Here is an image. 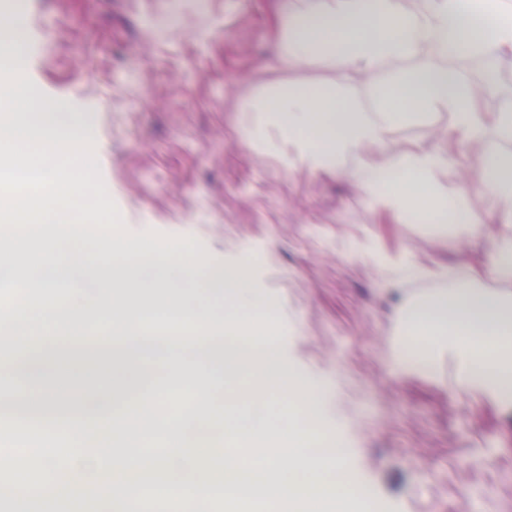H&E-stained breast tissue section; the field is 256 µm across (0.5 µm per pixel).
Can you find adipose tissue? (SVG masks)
Here are the masks:
<instances>
[{"label": "adipose tissue", "instance_id": "adipose-tissue-1", "mask_svg": "<svg viewBox=\"0 0 512 512\" xmlns=\"http://www.w3.org/2000/svg\"><path fill=\"white\" fill-rule=\"evenodd\" d=\"M290 17L288 39L278 61L320 59L336 68L369 73L383 57L407 54L414 43H428L439 56L475 48L512 49V0H422L418 14L408 15L404 0H300ZM374 105L359 108L348 89L312 85L285 88L254 101L252 111L270 112L290 138L299 141L307 161L321 165L340 153L385 142L387 126L424 120L443 109L472 139L488 131L512 139V104L485 124L477 100L446 67L430 63L391 77L372 89ZM441 157L395 153L384 170L359 177L363 190L378 203L396 202L434 221L453 214L457 223L474 218L460 199L439 193L433 184ZM471 192L512 199V154L486 150ZM406 348L423 367L434 361L436 345L455 342L471 384L512 407V304L462 281L451 288L416 296L403 316Z\"/></svg>", "mask_w": 512, "mask_h": 512}]
</instances>
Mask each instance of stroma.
Wrapping results in <instances>:
<instances>
[{"label":"stroma","mask_w":512,"mask_h":512,"mask_svg":"<svg viewBox=\"0 0 512 512\" xmlns=\"http://www.w3.org/2000/svg\"><path fill=\"white\" fill-rule=\"evenodd\" d=\"M22 13L27 40L15 80L87 116L97 166L127 231L144 247L190 243L210 267L246 266L253 295L277 312L274 344L323 391L321 425L345 442L372 499L356 512H512V408L469 384L451 343L432 369L406 359L402 315L419 294L462 279L512 300L494 256L512 236V203L468 193L484 150L452 115L392 126L387 145L310 166L262 95L309 85L352 89L417 66L381 60L370 79L321 61L275 62L295 0H0ZM477 99L485 122L512 101V51ZM443 158L439 192L464 194L475 233L373 202L362 169L393 152Z\"/></svg>","instance_id":"obj_1"}]
</instances>
